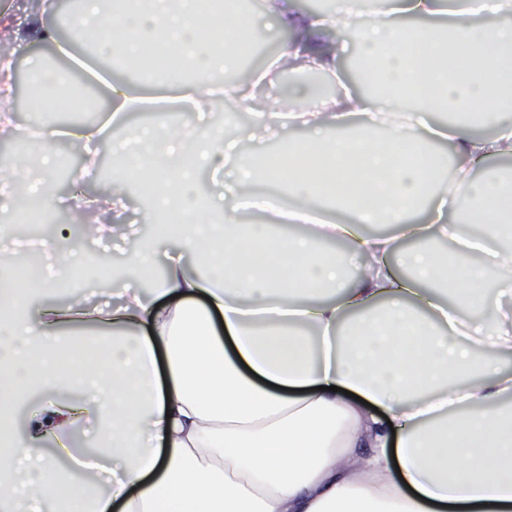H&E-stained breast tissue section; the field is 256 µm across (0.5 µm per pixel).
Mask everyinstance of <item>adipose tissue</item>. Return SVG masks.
Instances as JSON below:
<instances>
[{
    "mask_svg": "<svg viewBox=\"0 0 512 512\" xmlns=\"http://www.w3.org/2000/svg\"><path fill=\"white\" fill-rule=\"evenodd\" d=\"M266 7L292 38L259 82L276 83L285 61L335 73L330 35L348 32L369 81L388 93L379 102L296 85L277 137L304 158L299 170L250 165L240 135L214 120V101L250 104L257 84L229 78L248 27L233 10L81 0L72 17L74 40L132 62L142 86L198 120L112 146L113 216L134 182L172 228L133 249L140 265L164 254V275L155 300L123 289L99 320L93 352L105 364L84 368L87 395H55L73 381L60 333L84 309L48 302L31 319L0 296V512H512V368L475 355L512 360V310L487 301L484 277L494 269L512 288L502 245L512 239V168L492 164L512 157V122L500 118L512 112V0L462 5L445 24L442 0H333L322 14L291 0ZM160 41L179 72L152 67ZM406 86L422 93L409 108ZM444 107L493 134L439 119ZM439 139L451 152L435 149ZM230 160L238 175L228 181ZM202 167L223 182V206L197 195ZM13 173L1 196L21 184L53 210L51 153ZM259 182L285 187L277 207L306 233L244 223ZM372 223L394 230L358 232ZM442 240L454 261L431 249ZM353 268L356 284L344 287ZM444 290L461 295L467 320L440 305ZM35 389L51 396L14 442L9 406ZM93 417L106 430L89 456L112 465L96 494L58 469L76 460L71 434Z\"/></svg>",
    "mask_w": 512,
    "mask_h": 512,
    "instance_id": "ef3b65f1",
    "label": "adipose tissue"
}]
</instances>
